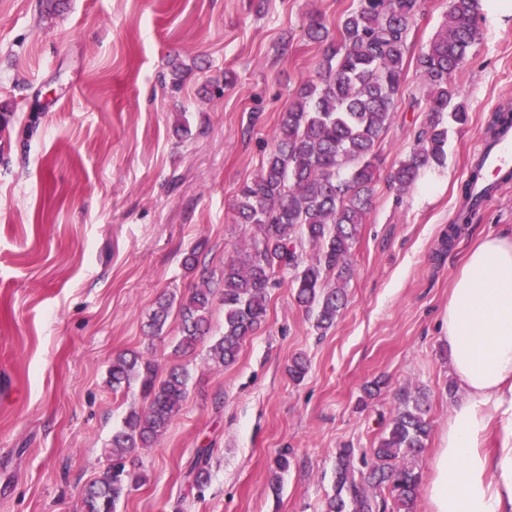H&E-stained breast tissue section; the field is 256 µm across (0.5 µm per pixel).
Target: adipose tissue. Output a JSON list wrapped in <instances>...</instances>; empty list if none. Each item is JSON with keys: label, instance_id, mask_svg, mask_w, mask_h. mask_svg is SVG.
Wrapping results in <instances>:
<instances>
[{"label": "adipose tissue", "instance_id": "obj_1", "mask_svg": "<svg viewBox=\"0 0 512 512\" xmlns=\"http://www.w3.org/2000/svg\"><path fill=\"white\" fill-rule=\"evenodd\" d=\"M457 403L432 462L431 512H512V234L485 239L461 268L442 322ZM502 416L487 452V407Z\"/></svg>", "mask_w": 512, "mask_h": 512}]
</instances>
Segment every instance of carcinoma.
I'll return each instance as SVG.
<instances>
[{
    "label": "carcinoma",
    "instance_id": "carcinoma-1",
    "mask_svg": "<svg viewBox=\"0 0 512 512\" xmlns=\"http://www.w3.org/2000/svg\"><path fill=\"white\" fill-rule=\"evenodd\" d=\"M417 0H358L338 24V38L329 40L322 18L308 17V39L327 43L318 63V81H307L282 116L278 134L259 173L239 190L237 223L256 232L241 252L224 261L222 287L204 280L184 301L160 296L146 327L149 337L163 332L177 311L180 336L177 356L193 351L210 330L215 300L224 306V331L209 346L207 360L217 368L233 365L246 338L267 320L268 290L283 281L295 300L314 317L318 332L329 329L346 303L351 277V251L359 227L366 222L378 178L375 146L389 128L396 108L408 52V35ZM478 0H448L444 30L417 56L433 118L416 136V144L390 175L400 188L410 187L420 170L444 158L448 124L464 125L467 107L457 101L455 75L482 37ZM512 125V110H500L487 133L494 139ZM482 168L472 162L461 186L464 204L448 227V241L470 224L472 183ZM314 251L305 259V248ZM158 365L136 352L117 355L109 370L112 392L135 386L144 407L132 409L113 434L109 464L84 492L83 512H117L122 496L140 486L144 475L127 467V457L152 446L166 433L188 394L187 367H172L165 377ZM425 393L403 391L374 447L355 458V450L336 454L333 494L325 512H414L421 486L417 460L431 433ZM211 449H197L186 477L202 488L209 478ZM365 468L356 478L354 460ZM290 466L288 451L274 459L272 487ZM386 489L390 499H376Z\"/></svg>",
    "mask_w": 512,
    "mask_h": 512
}]
</instances>
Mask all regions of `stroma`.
I'll list each match as a JSON object with an SVG mask.
<instances>
[{
    "label": "stroma",
    "instance_id": "stroma-1",
    "mask_svg": "<svg viewBox=\"0 0 512 512\" xmlns=\"http://www.w3.org/2000/svg\"><path fill=\"white\" fill-rule=\"evenodd\" d=\"M358 0H0V512H82V491L137 390L113 394L108 370L136 351L160 369L187 364L189 393L166 434L137 449L144 473L117 512H322L337 449L371 448L402 391L425 392L432 459L457 400L441 321L469 251L512 233V183L442 241L492 116L512 109V11L480 16L483 37L456 74L469 121L451 127L442 163L402 191L389 173L430 118L416 58L442 30L448 0H418L397 109L376 146L379 178L352 249L348 301L325 335L288 284L271 288L265 324L235 364L206 361L224 330L175 357L179 322L143 333L162 294L220 282L252 230L239 189L269 151L284 112L322 54L303 26L335 27ZM183 68L172 90L170 64ZM231 76L223 93L210 82ZM203 245L187 272L182 259ZM302 356V382L287 373ZM387 381L366 398V385ZM211 449L199 490L185 473ZM291 466L280 488L271 467Z\"/></svg>",
    "mask_w": 512,
    "mask_h": 512
}]
</instances>
